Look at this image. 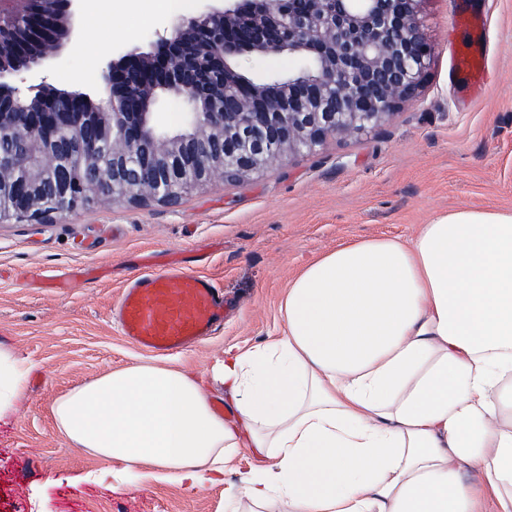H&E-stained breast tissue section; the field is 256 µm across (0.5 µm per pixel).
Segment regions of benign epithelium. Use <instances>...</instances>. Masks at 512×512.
<instances>
[{
  "instance_id": "7a95c632",
  "label": "benign epithelium",
  "mask_w": 512,
  "mask_h": 512,
  "mask_svg": "<svg viewBox=\"0 0 512 512\" xmlns=\"http://www.w3.org/2000/svg\"><path fill=\"white\" fill-rule=\"evenodd\" d=\"M81 0H0V134L19 139L0 168V223L53 224L90 202L174 206L215 181H244L332 139L377 127L421 91L434 48L424 0H224L179 18L150 52L101 69L105 94L53 88L45 74L83 36ZM23 8L5 15L3 5ZM305 66L280 91L246 77L244 54ZM186 105L163 129L154 110ZM77 145L65 151L62 141ZM52 179L46 198L24 184Z\"/></svg>"
}]
</instances>
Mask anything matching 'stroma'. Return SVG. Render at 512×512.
<instances>
[{"instance_id": "35a3bbf8", "label": "stroma", "mask_w": 512, "mask_h": 512, "mask_svg": "<svg viewBox=\"0 0 512 512\" xmlns=\"http://www.w3.org/2000/svg\"><path fill=\"white\" fill-rule=\"evenodd\" d=\"M140 0H82L83 36L50 74L97 95L110 53L149 48L172 15L142 21ZM435 48L422 94L372 131L327 142L258 177L208 185L173 207L91 203L54 224H0V343L31 366L18 413L0 420V512H224V486L98 483L110 459L74 448L53 402L150 356L121 336L112 309L144 262L209 277L234 307L222 330L173 358L205 376L225 348L283 334L289 280L337 245L407 238L459 207L512 209V0H423ZM483 21L488 80L472 97L454 59Z\"/></svg>"}]
</instances>
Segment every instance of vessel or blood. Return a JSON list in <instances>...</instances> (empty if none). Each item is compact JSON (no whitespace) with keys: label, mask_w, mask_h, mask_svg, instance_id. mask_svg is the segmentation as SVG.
I'll list each match as a JSON object with an SVG mask.
<instances>
[{"label":"vessel or blood","mask_w":512,"mask_h":512,"mask_svg":"<svg viewBox=\"0 0 512 512\" xmlns=\"http://www.w3.org/2000/svg\"><path fill=\"white\" fill-rule=\"evenodd\" d=\"M116 313L138 349L173 355L223 327L224 294L201 275L146 271L123 288Z\"/></svg>","instance_id":"b4317fda"}]
</instances>
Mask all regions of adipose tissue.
<instances>
[{"label":"adipose tissue","mask_w":512,"mask_h":512,"mask_svg":"<svg viewBox=\"0 0 512 512\" xmlns=\"http://www.w3.org/2000/svg\"><path fill=\"white\" fill-rule=\"evenodd\" d=\"M279 338L225 350L214 412L182 368L137 363L56 399L57 430L120 478L223 483L225 512H512V210L460 208L407 240L322 254L289 282ZM30 367L0 344V418Z\"/></svg>","instance_id":"1"}]
</instances>
